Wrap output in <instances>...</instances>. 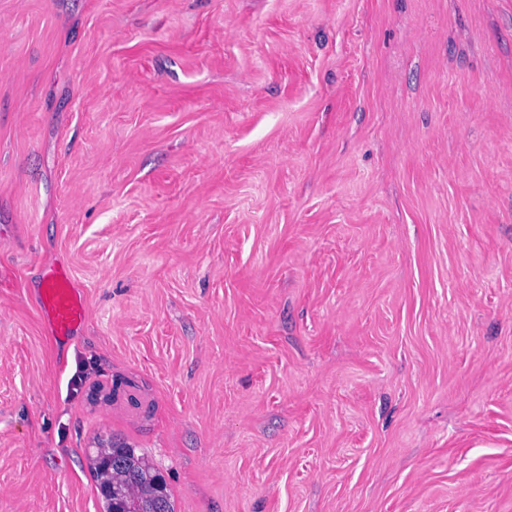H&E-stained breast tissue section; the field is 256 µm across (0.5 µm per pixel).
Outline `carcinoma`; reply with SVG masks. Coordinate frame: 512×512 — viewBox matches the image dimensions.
<instances>
[{"label": "carcinoma", "mask_w": 512, "mask_h": 512, "mask_svg": "<svg viewBox=\"0 0 512 512\" xmlns=\"http://www.w3.org/2000/svg\"><path fill=\"white\" fill-rule=\"evenodd\" d=\"M90 469L99 490L103 512H174L165 477L132 446L112 442L91 458Z\"/></svg>", "instance_id": "obj_1"}]
</instances>
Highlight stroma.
Wrapping results in <instances>:
<instances>
[{"instance_id": "stroma-1", "label": "stroma", "mask_w": 512, "mask_h": 512, "mask_svg": "<svg viewBox=\"0 0 512 512\" xmlns=\"http://www.w3.org/2000/svg\"><path fill=\"white\" fill-rule=\"evenodd\" d=\"M113 440L175 512H512V0H0V512ZM39 294L54 337L68 340L70 334L86 322L87 312L83 296L64 270H51L47 273Z\"/></svg>"}]
</instances>
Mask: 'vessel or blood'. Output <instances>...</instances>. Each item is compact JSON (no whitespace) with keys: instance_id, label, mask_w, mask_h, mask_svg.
Returning <instances> with one entry per match:
<instances>
[{"instance_id":"vessel-or-blood-1","label":"vessel or blood","mask_w":512,"mask_h":512,"mask_svg":"<svg viewBox=\"0 0 512 512\" xmlns=\"http://www.w3.org/2000/svg\"><path fill=\"white\" fill-rule=\"evenodd\" d=\"M40 302L47 313L51 331L58 338L69 337L85 323L87 312L83 297L64 270L47 273L39 290Z\"/></svg>"}]
</instances>
